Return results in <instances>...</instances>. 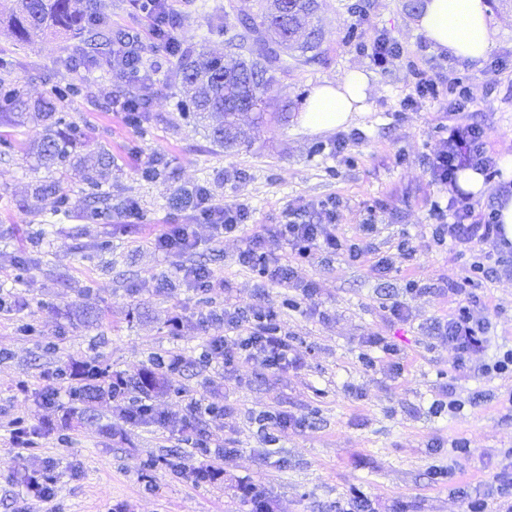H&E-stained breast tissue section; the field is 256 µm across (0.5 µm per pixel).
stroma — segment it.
I'll list each match as a JSON object with an SVG mask.
<instances>
[{"label":"stroma","mask_w":512,"mask_h":512,"mask_svg":"<svg viewBox=\"0 0 512 512\" xmlns=\"http://www.w3.org/2000/svg\"><path fill=\"white\" fill-rule=\"evenodd\" d=\"M418 0H318L313 18L321 31L314 62L289 61L275 69L265 90L267 123L244 125L237 147L213 144L203 124L190 117L180 56L149 34L150 20L136 0H102L113 33L140 36L139 57L148 70L141 93L145 121L128 128L113 108L129 84L104 61L75 59L72 41L45 32L18 44L7 25L17 0H0V77L27 96L56 97L66 121L83 132L81 152L106 149L112 170L98 186L75 174L60 176L68 211L54 198L34 200L44 171L26 152L43 135L38 123L0 124V290L20 300L0 314V512H337L354 499L370 500L376 512H462L456 486L488 494L496 475L512 466V376L484 374L480 365L512 348V276L486 282L481 300L491 320L492 342L473 367L455 369L453 353L433 334L435 320L455 307L449 282L460 279L468 257L435 245L430 208L446 202L447 190L431 181L427 157L438 145L435 128L455 119L477 123L499 158L512 156V80L488 86L490 60L512 65V0H487L498 29L489 60L470 63L427 45L419 33ZM259 0H180L175 30L182 50L196 57L228 54L239 16H259ZM382 32L405 54L388 70L376 68L355 43ZM439 75L449 71L472 83L476 101L449 113L446 102H428L403 112L411 65ZM351 69L369 76V110L343 132L313 133L299 122L306 96L317 84ZM351 137L349 158L334 150L337 135ZM156 158L157 170L142 177L140 164ZM210 189L225 204H243L249 221L266 231L295 219L316 221L321 201L336 198V230L352 237L366 218L377 231L373 253L394 255V269L379 276L370 259L352 263L341 256L302 266L315 281L311 308L292 309L291 288L263 284L241 267L240 237H215L196 228L198 247L188 260L225 281L224 294L240 308L274 307L297 355L282 372L241 361L225 369L221 360L201 357L207 330L201 313L221 301L188 288L170 258L149 238L168 224H186L178 197L195 187ZM138 201L142 219L124 224L120 214ZM417 247L415 258L395 256L399 234ZM29 265L17 271V257ZM421 291L409 294L407 280ZM401 301L404 322L391 321L384 304ZM96 319L81 321L86 308ZM36 324L39 335L23 336L18 325ZM385 336L400 350L399 373L386 361L371 369L358 362L361 340ZM180 352L183 364L167 389L153 398L158 413L185 414L193 399L222 404L219 417L200 416L192 429L130 423L127 404L107 400L100 419L85 424L66 415L71 363L95 362L130 377L137 369L157 370V358ZM55 374L60 396L46 407L38 399L44 374ZM454 388L465 399L456 416L435 414L431 405ZM480 401H472L475 392ZM286 411L307 426L268 441L259 418ZM22 417L37 432L36 448L12 446L9 422ZM226 439L231 452L212 481L196 480L207 449L189 439ZM466 439L469 457L451 459L453 439ZM453 466L456 479L437 481L434 467ZM47 476L52 503L26 490L29 476Z\"/></svg>","instance_id":"1"}]
</instances>
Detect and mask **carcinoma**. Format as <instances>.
Here are the masks:
<instances>
[{
  "label": "carcinoma",
  "mask_w": 512,
  "mask_h": 512,
  "mask_svg": "<svg viewBox=\"0 0 512 512\" xmlns=\"http://www.w3.org/2000/svg\"><path fill=\"white\" fill-rule=\"evenodd\" d=\"M98 2L86 0L77 8L73 0H21L18 11L9 19L11 32L17 42L28 44L36 33L50 31L78 41L77 49L90 58L106 55L112 49V35L105 33L106 16L99 11ZM286 4V17L277 10L276 0H267L260 19H240V30L231 38L237 53L224 60L197 61L187 56L181 63L183 81L193 90L189 109L196 118L208 121L212 141L220 147L229 149L238 142L233 127L240 104L263 118L266 104L262 93L271 81L269 72L281 62L280 51H288L299 62L316 59L312 51L317 48L319 37L317 29L309 24L316 9L315 0H286ZM1 109L12 125L29 120L45 123V134L30 154L47 170L71 167L92 183L94 171L112 163V156L105 149L84 156L73 152L81 133L60 116L58 105L51 98L31 101L10 80L0 78ZM73 377L78 384L70 389V414L89 420L101 399L112 395V382L103 373L97 376L76 371ZM163 384L161 377L148 368L132 377V388L142 394Z\"/></svg>",
  "instance_id": "obj_1"
}]
</instances>
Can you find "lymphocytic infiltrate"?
<instances>
[{"instance_id":"f902f5d3","label":"lymphocytic infiltrate","mask_w":512,"mask_h":512,"mask_svg":"<svg viewBox=\"0 0 512 512\" xmlns=\"http://www.w3.org/2000/svg\"><path fill=\"white\" fill-rule=\"evenodd\" d=\"M445 98L449 99L450 109L454 112L467 110L475 101L470 83L462 78L443 81L426 70L417 69L413 72L408 93L400 101V109L410 111L425 102ZM442 131L438 148L428 158L435 183L451 186L456 182L457 172L465 168L480 171L488 178L497 174V158L488 147L486 132L481 125L452 123L443 126ZM184 204L192 212L191 223L167 225L150 244L166 256L180 258L178 271L187 287L204 294H223V279L205 268L184 263L183 258L198 245L196 225H209L219 237L246 230L247 208L241 204H224L205 187L186 194ZM337 207L336 200L324 201L321 205L323 221L319 224L290 220L278 225L271 235L263 229L247 230L245 246L238 254L239 265L270 284L299 289L302 300H312L317 292L316 285L300 278L299 265L312 263L321 253L338 254L358 262L369 252L366 237L373 233L374 224L361 225V238L339 236L336 233ZM431 211L434 242L449 244L473 257L465 276L450 283L448 288L449 293L458 298L456 309L434 327L440 342L452 350L455 366L464 368L489 342L487 333L491 322L477 289L484 280L493 277L495 269L487 265L484 247L490 243L502 247L506 241L495 209L476 211L468 194L460 192L446 203H433ZM201 323L208 328H219L220 333L211 338L209 349L212 354L222 357L225 366L244 359L276 372L287 369L296 361L273 308L261 307L247 316L235 303L228 301L222 313L206 314Z\"/></svg>"}]
</instances>
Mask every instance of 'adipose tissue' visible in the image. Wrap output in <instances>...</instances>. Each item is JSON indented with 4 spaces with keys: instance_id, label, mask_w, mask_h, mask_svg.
I'll return each instance as SVG.
<instances>
[{
    "instance_id": "ef3b65f1",
    "label": "adipose tissue",
    "mask_w": 512,
    "mask_h": 512,
    "mask_svg": "<svg viewBox=\"0 0 512 512\" xmlns=\"http://www.w3.org/2000/svg\"><path fill=\"white\" fill-rule=\"evenodd\" d=\"M418 28L436 48L479 62L495 46L496 31L486 0H426ZM369 81L353 69L324 81L306 97L300 123L314 132L347 126L367 111Z\"/></svg>"
}]
</instances>
